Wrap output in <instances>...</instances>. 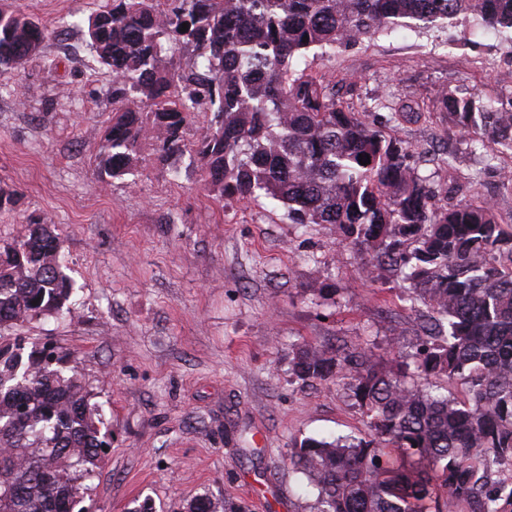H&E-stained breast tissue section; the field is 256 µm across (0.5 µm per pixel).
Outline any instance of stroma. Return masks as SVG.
<instances>
[{"instance_id": "1", "label": "stroma", "mask_w": 512, "mask_h": 512, "mask_svg": "<svg viewBox=\"0 0 512 512\" xmlns=\"http://www.w3.org/2000/svg\"><path fill=\"white\" fill-rule=\"evenodd\" d=\"M105 3L0 0L32 5L51 30L70 23L21 67L0 68V190L14 199L0 210V239L38 215L61 232L75 317L17 333L70 353L112 433L84 503L132 512L147 499L156 512H186L206 495L246 512H311L314 491L291 451L308 437L359 434L363 422L345 386L292 374V345L368 343L408 356L426 309L405 300L395 272L366 277L332 226L289 223L265 196L217 199L188 157L162 160L147 146L137 174L101 178L111 78L90 53L87 24ZM307 62L356 110L390 95L427 105L393 135L426 154L423 174L462 186V200L493 202L512 224V158L473 181L479 159L438 109L442 93L475 92L512 110V33L468 43L457 27L401 28Z\"/></svg>"}]
</instances>
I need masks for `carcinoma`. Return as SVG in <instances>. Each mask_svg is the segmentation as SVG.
I'll list each match as a JSON object with an SVG mask.
<instances>
[{
  "label": "carcinoma",
  "instance_id": "1",
  "mask_svg": "<svg viewBox=\"0 0 512 512\" xmlns=\"http://www.w3.org/2000/svg\"><path fill=\"white\" fill-rule=\"evenodd\" d=\"M458 23L469 35L512 30V0H107L88 21L90 49L112 75L100 174L138 170L145 144L160 158L187 153L209 192L264 195L290 224L331 225L369 256L366 275L393 268L431 311L408 362L368 344L292 349L293 374L344 384L365 427L292 451L317 491L312 512H512V483L496 478L512 467V225L488 201L444 202L459 188L421 175L415 150L389 134L423 108L387 99V116L355 111L332 80L297 68L311 49ZM47 35L34 14L1 9L0 67L22 66ZM179 45L194 52L187 70ZM442 105L487 163L512 157V111L474 93ZM61 243L43 217L0 244V327L73 313ZM26 344L0 342V512H87L82 482L110 445L96 394L67 353ZM433 378L466 386L469 403Z\"/></svg>",
  "mask_w": 512,
  "mask_h": 512
}]
</instances>
